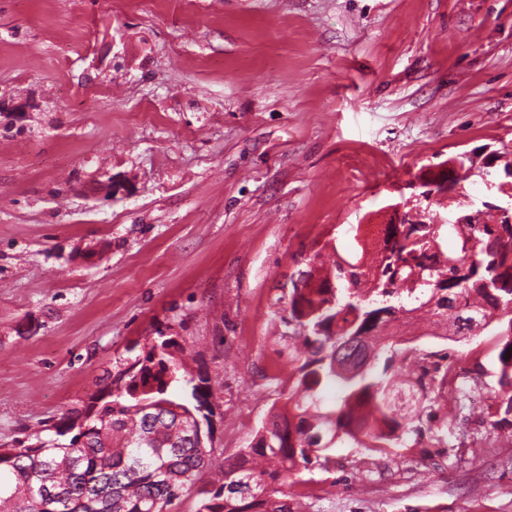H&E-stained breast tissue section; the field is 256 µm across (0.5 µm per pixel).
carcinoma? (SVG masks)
Returning a JSON list of instances; mask_svg holds the SVG:
<instances>
[{"label": "carcinoma", "mask_w": 512, "mask_h": 512, "mask_svg": "<svg viewBox=\"0 0 512 512\" xmlns=\"http://www.w3.org/2000/svg\"><path fill=\"white\" fill-rule=\"evenodd\" d=\"M455 161L424 183H447L437 192L450 204L445 192L481 175L473 160L455 175ZM467 218L385 224L372 254L353 227L350 256L327 266L313 255L304 287L275 311L295 363L288 395L219 486H197L214 451L207 379L160 335L106 371L109 400L68 411L47 439L0 445V512H168L192 492L196 512H291L288 479L327 469L334 448L416 447L448 426L439 404L448 348L406 345L395 327L405 318L456 343L475 326L493 331L501 418L492 428L512 432V224ZM332 383L342 393L326 409L321 391Z\"/></svg>", "instance_id": "obj_1"}]
</instances>
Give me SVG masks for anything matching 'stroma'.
<instances>
[{"label":"stroma","mask_w":512,"mask_h":512,"mask_svg":"<svg viewBox=\"0 0 512 512\" xmlns=\"http://www.w3.org/2000/svg\"><path fill=\"white\" fill-rule=\"evenodd\" d=\"M507 150L512 0H0V444L161 333L233 458L284 400L275 301L319 243L350 251L448 157ZM504 179L462 182V212ZM416 345L457 374L446 443L340 446L293 512H512L495 337Z\"/></svg>","instance_id":"obj_1"}]
</instances>
